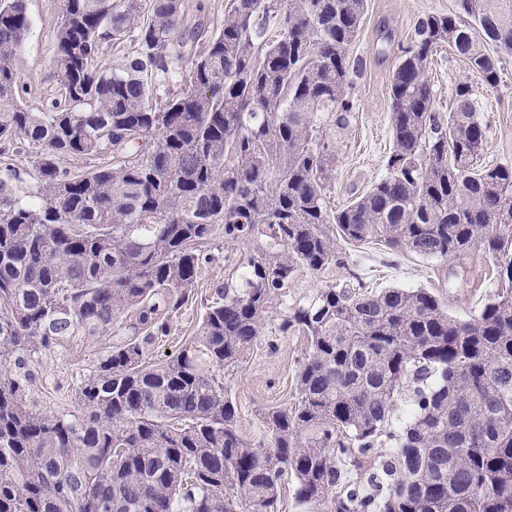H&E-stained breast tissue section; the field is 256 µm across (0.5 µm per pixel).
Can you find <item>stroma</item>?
I'll use <instances>...</instances> for the list:
<instances>
[{"label": "stroma", "mask_w": 512, "mask_h": 512, "mask_svg": "<svg viewBox=\"0 0 512 512\" xmlns=\"http://www.w3.org/2000/svg\"><path fill=\"white\" fill-rule=\"evenodd\" d=\"M457 0H365L359 34L351 49L355 70L350 96L354 109L348 127L338 133L336 183L329 209H339L368 190L386 173L392 147L389 89L402 48L410 41L416 20L430 13L454 12ZM30 29L24 43L26 65L20 76L22 102L47 111L55 98L53 69L55 31L60 20V0H27ZM390 40H382V31ZM440 112L459 83L472 86L478 111L487 126L482 164H512V57L501 66L500 82L490 89L480 83L449 47L439 48L429 70ZM339 261L316 274L300 273L289 299L295 300L329 285L361 280L366 288H428L447 305L451 314L466 317L477 312L497 285L496 262L474 248L445 262L414 253L397 254L382 243L338 241ZM240 250L219 245L214 260L204 265L194 281L189 300L170 321L168 336L148 345L151 359L177 353L194 336L203 307L215 286L236 278ZM112 344L111 336H73L62 347L35 354L32 397L50 410H73L74 389L90 373L97 359ZM307 348L301 336H277L272 347H261L239 368L226 371L224 384L237 404L238 427L253 444L266 443L262 414L291 405L295 374Z\"/></svg>", "instance_id": "35a3bbf8"}]
</instances>
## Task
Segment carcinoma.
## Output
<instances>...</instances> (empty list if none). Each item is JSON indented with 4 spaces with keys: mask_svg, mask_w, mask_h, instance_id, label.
<instances>
[{
    "mask_svg": "<svg viewBox=\"0 0 512 512\" xmlns=\"http://www.w3.org/2000/svg\"><path fill=\"white\" fill-rule=\"evenodd\" d=\"M365 0H229L213 31L184 0H62L57 96L17 97L26 0H0V512H512V164H479L471 86L448 117L428 71L448 45L488 88L512 57V0L419 18L390 83L386 175L330 211ZM129 42L127 63L106 66ZM188 58L175 71L173 58ZM83 159L86 166H66ZM437 261L480 244L504 287L466 318L426 288L327 286L288 303L336 238ZM242 247L173 357L146 346L213 260ZM308 348L290 407L239 431L224 371L263 336ZM112 335L76 410L31 400V356Z\"/></svg>",
    "mask_w": 512,
    "mask_h": 512,
    "instance_id": "obj_1",
    "label": "carcinoma"
}]
</instances>
